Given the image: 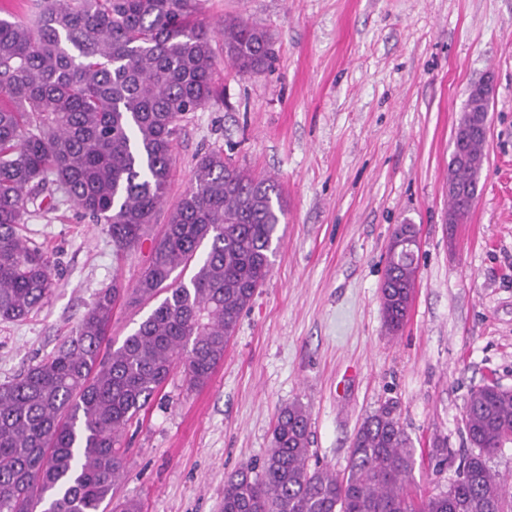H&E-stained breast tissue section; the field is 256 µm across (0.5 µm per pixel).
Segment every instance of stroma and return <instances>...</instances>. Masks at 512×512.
<instances>
[{"label": "stroma", "mask_w": 512, "mask_h": 512, "mask_svg": "<svg viewBox=\"0 0 512 512\" xmlns=\"http://www.w3.org/2000/svg\"><path fill=\"white\" fill-rule=\"evenodd\" d=\"M214 34L210 107L191 113L148 236L115 251L71 205L32 216L58 286L28 320L0 323V383L52 352L95 293L137 282L198 157L220 150L281 186L271 271L209 383L174 370L126 432L120 497L143 512H220L224 483L261 464L278 411L302 404L311 460L341 473L357 429L390 409L415 448L425 496L457 479L471 450L470 392L512 388V0H198ZM266 29L271 68L238 74L220 32ZM494 76L486 162L468 216L448 223V163L468 85ZM399 224L418 231L405 325L386 330L380 285Z\"/></svg>", "instance_id": "obj_1"}]
</instances>
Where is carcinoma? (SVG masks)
I'll return each mask as SVG.
<instances>
[{
	"label": "carcinoma",
	"instance_id": "carcinoma-1",
	"mask_svg": "<svg viewBox=\"0 0 512 512\" xmlns=\"http://www.w3.org/2000/svg\"><path fill=\"white\" fill-rule=\"evenodd\" d=\"M194 12L195 0H40L31 20L0 18L1 322L28 319L56 286L52 253L23 231L33 215L69 202L122 251L147 235L179 123L218 99L213 37ZM224 55L240 74L261 73L275 59L272 37L227 20ZM481 171L448 164L464 185ZM283 215L274 179L219 152L198 158L135 287L100 289L49 355L0 383V512H142L114 499L127 466L121 436L174 370L192 388L211 379L269 274ZM418 248L414 226L399 225L380 287L391 333L408 314ZM158 297L133 333L108 338L120 300ZM462 423L472 447L462 473L415 501L414 450L388 409L361 424L339 476L309 467V415L290 404L260 469L224 482L222 512H512V492L489 466L512 443V389L473 390Z\"/></svg>",
	"mask_w": 512,
	"mask_h": 512
}]
</instances>
